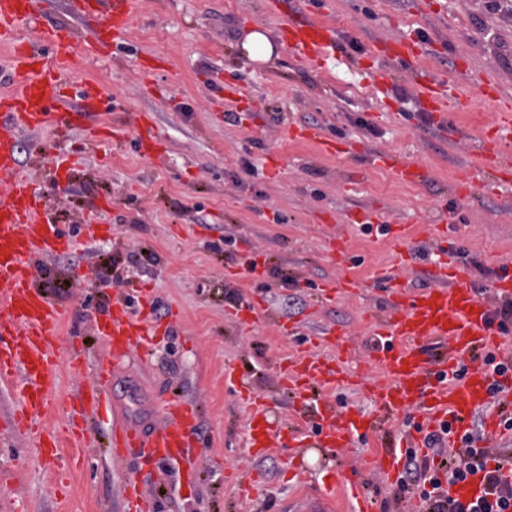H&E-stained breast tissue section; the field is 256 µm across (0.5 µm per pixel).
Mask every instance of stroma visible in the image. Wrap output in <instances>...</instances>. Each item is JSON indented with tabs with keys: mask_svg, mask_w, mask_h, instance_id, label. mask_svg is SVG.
<instances>
[{
	"mask_svg": "<svg viewBox=\"0 0 512 512\" xmlns=\"http://www.w3.org/2000/svg\"><path fill=\"white\" fill-rule=\"evenodd\" d=\"M309 13L338 30L316 62L288 53L282 40L285 21ZM257 29L275 47L270 62L242 49ZM399 38L421 42L430 73L452 72L469 84L466 111L448 115L455 136L433 122L405 65L391 64L390 77L372 82L375 48ZM490 77L512 100V20L487 11L483 0H285L279 10L272 0H141L111 53L66 75L70 84L105 90L101 114L76 115L62 141L47 131L20 137V174L47 192L59 224L80 244L39 259L35 271L67 310L55 348L59 385L39 419L56 433L59 452L41 463L15 420L12 387L0 385V501H23L26 512H124L123 483L136 473L151 512H286L335 472L357 480L375 512H424L417 488L398 492L399 475L376 465L382 442L412 428L410 416L346 448L308 449L306 476L290 471L298 402L279 373L318 353L337 364L343 382L312 385L311 395L376 414L371 387L379 371L358 361L367 353L369 313L387 309L382 275L428 286V262L417 251L434 252L440 233L454 254L482 267L512 263V184L489 188L474 150L496 111L482 93ZM228 85L238 95L223 97ZM229 112L237 121L226 120ZM141 114L166 140L162 160L137 150ZM114 120L125 123L126 140H94ZM288 123L340 137L349 152L326 155L310 141L283 138ZM66 151L78 163L60 186L50 159ZM384 151L422 165L425 180L406 184L372 166V154ZM246 162L256 176L244 175ZM96 203L104 209L86 227L81 217ZM365 213L409 226L413 266H402L386 236L363 231ZM334 240L345 246L344 259L331 251ZM256 252L266 258L259 283L246 274ZM117 271L127 286H113ZM343 274L364 289L322 300L323 285ZM117 295L165 332L149 354L125 360L112 380V403L146 427L167 397L196 405L201 469L194 481L165 459H111L102 451L107 421L79 410L91 358L104 350L94 321ZM250 302L260 317L240 322L232 308ZM259 403L281 437L260 456L249 450L246 430Z\"/></svg>",
	"mask_w": 512,
	"mask_h": 512,
	"instance_id": "obj_1",
	"label": "stroma"
}]
</instances>
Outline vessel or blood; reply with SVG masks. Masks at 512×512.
Returning a JSON list of instances; mask_svg holds the SVG:
<instances>
[{
    "mask_svg": "<svg viewBox=\"0 0 512 512\" xmlns=\"http://www.w3.org/2000/svg\"><path fill=\"white\" fill-rule=\"evenodd\" d=\"M34 0H0V44L10 50L7 71H0V177L8 179L9 193L0 201V381L18 382L17 410L35 417L48 407V396L58 385L55 372V336L67 310L54 302L33 281L37 257L73 247L74 237L55 224L43 195L33 180L18 175L19 136L22 131L51 130L65 137L74 125L69 118L71 92L64 75L80 62L74 51L78 41L76 24L87 16L101 18V26L87 39L85 54L100 55L129 27L137 0H71V19L41 31L39 42L19 35L35 17ZM290 51L303 58L323 55L334 46L337 30L316 19L299 16L284 28ZM418 43L398 42L391 56L414 65ZM412 77L431 114L439 121L448 117L443 96L444 80L415 70ZM137 148L148 157L161 156L163 139L149 120L139 122ZM286 135L317 143L322 152L341 155L338 142L324 138L310 126H287ZM512 134V104L502 102L491 128L483 131L477 150L484 167L499 182L512 181V157L507 137ZM405 181L417 182L422 167L395 154L376 157ZM440 260L428 270V287L412 290L392 286L388 312L371 314L368 361L380 368L382 378L372 392L380 412L363 416L319 399H306L311 384L334 383L333 366L310 354L281 371V382L301 399L300 417L311 425L321 447L344 448L351 439L367 432L382 431L388 420L403 408L414 409L417 421L400 440L386 444L390 467H397L403 451H427L426 437L442 426L461 436L471 416L490 399L492 387L512 405V378H494L488 367L476 364L460 368L461 355L474 351L494 352L502 335L491 323V307L512 301V273L497 278L490 294L477 296L470 288L469 274L446 245H439ZM158 331L145 315L130 311L125 298L117 297L107 315L97 323L107 354L95 362V378L79 397L81 409L111 411L108 397L112 372L138 349L149 346ZM438 343L439 358L425 357L422 342ZM197 413L194 405L178 399L162 403V419L151 427H139L113 413L106 453L117 459L134 456L143 461L163 458L187 459L194 446ZM276 432L264 405H257L248 426L252 451L267 452ZM336 478L326 474L321 490L300 497L289 512H334ZM126 512H144L139 478L123 485Z\"/></svg>",
    "mask_w": 512,
    "mask_h": 512,
    "instance_id": "b4317fda",
    "label": "vessel or blood"
}]
</instances>
